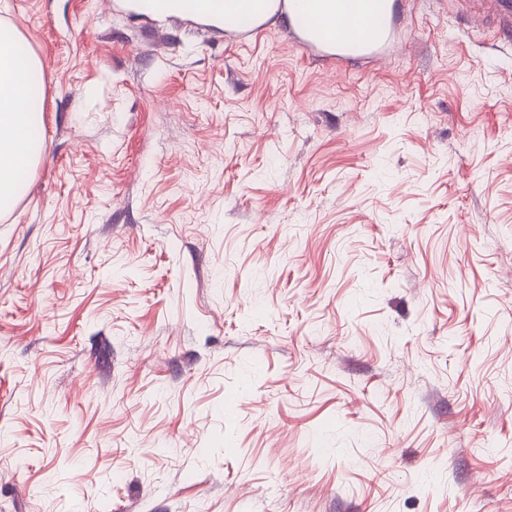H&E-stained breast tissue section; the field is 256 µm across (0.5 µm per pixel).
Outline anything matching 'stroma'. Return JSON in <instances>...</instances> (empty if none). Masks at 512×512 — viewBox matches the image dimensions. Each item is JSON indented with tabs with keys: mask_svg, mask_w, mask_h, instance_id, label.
<instances>
[{
	"mask_svg": "<svg viewBox=\"0 0 512 512\" xmlns=\"http://www.w3.org/2000/svg\"><path fill=\"white\" fill-rule=\"evenodd\" d=\"M0 0L42 149L0 211V512H512V33ZM291 0H260V2H257V9L254 12H251L245 19L241 20L236 17H224L215 14L210 5L209 0H198L197 3V10L198 14L202 18L214 20H223L225 29L232 35L238 36L239 41H246L249 38L253 37L254 35H258L261 33L263 29L262 16L264 13V19H268L272 17L275 12L270 11H279L282 9H285L288 7V9L291 8L292 2H289ZM287 9V20L289 22H293L295 12L294 10H291L288 13ZM310 10L309 16L314 25L326 31L331 38L325 40L322 31L313 27L309 19L298 15L295 40L299 47L305 49L320 45L328 50V56L335 60L336 66H343L350 57L374 56L389 44L394 37L397 22V0H368L369 14L362 17L366 26L363 39H352L336 31L334 24L326 21L324 15L328 11V0H306ZM302 18L303 20H298ZM336 37V42H330Z\"/></svg>",
	"mask_w": 512,
	"mask_h": 512,
	"instance_id": "obj_1",
	"label": "stroma"
}]
</instances>
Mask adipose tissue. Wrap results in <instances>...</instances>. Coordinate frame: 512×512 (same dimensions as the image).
<instances>
[{
  "instance_id": "adipose-tissue-1",
  "label": "adipose tissue",
  "mask_w": 512,
  "mask_h": 512,
  "mask_svg": "<svg viewBox=\"0 0 512 512\" xmlns=\"http://www.w3.org/2000/svg\"><path fill=\"white\" fill-rule=\"evenodd\" d=\"M314 25L355 34L361 24L351 0H307ZM44 84L34 56L15 29L0 26V210L9 208L40 150L36 130Z\"/></svg>"
}]
</instances>
